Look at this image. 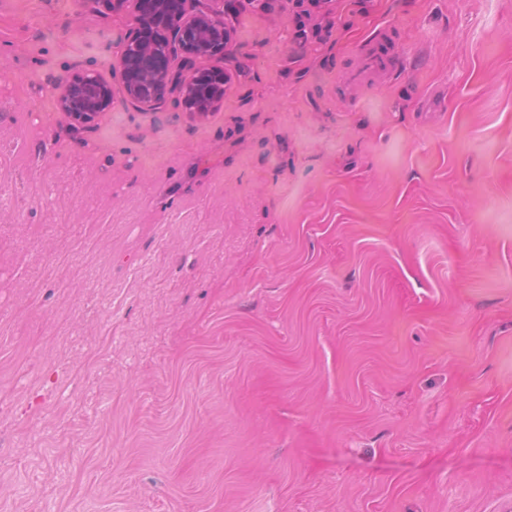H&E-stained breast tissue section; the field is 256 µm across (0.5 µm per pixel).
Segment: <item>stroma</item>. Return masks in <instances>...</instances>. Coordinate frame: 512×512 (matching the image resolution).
Here are the masks:
<instances>
[{
  "mask_svg": "<svg viewBox=\"0 0 512 512\" xmlns=\"http://www.w3.org/2000/svg\"><path fill=\"white\" fill-rule=\"evenodd\" d=\"M311 20L76 132L133 13L0 0V512H512V0ZM114 102L112 83L93 72L79 70L59 89L56 108L75 126L86 127Z\"/></svg>",
  "mask_w": 512,
  "mask_h": 512,
  "instance_id": "stroma-1",
  "label": "stroma"
}]
</instances>
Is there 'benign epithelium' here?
<instances>
[{"instance_id":"1","label":"benign epithelium","mask_w":512,"mask_h":512,"mask_svg":"<svg viewBox=\"0 0 512 512\" xmlns=\"http://www.w3.org/2000/svg\"><path fill=\"white\" fill-rule=\"evenodd\" d=\"M95 9L132 5L136 24L119 39L114 77L123 99L142 112H161L171 101L203 121L224 105L230 72L205 61L230 58L234 30L224 0H84ZM114 102L112 83L79 70L59 89L56 108L76 126H89Z\"/></svg>"}]
</instances>
